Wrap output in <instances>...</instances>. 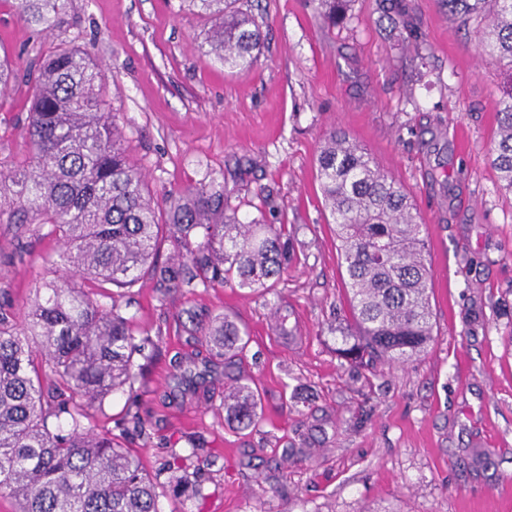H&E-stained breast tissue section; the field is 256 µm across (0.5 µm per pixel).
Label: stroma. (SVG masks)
Masks as SVG:
<instances>
[{"label":"stroma","mask_w":512,"mask_h":512,"mask_svg":"<svg viewBox=\"0 0 512 512\" xmlns=\"http://www.w3.org/2000/svg\"><path fill=\"white\" fill-rule=\"evenodd\" d=\"M354 0L327 28L308 0H259L264 44L230 74L202 49L204 20L181 0H69L44 35L0 0V45L23 58L62 42L106 71L105 99L155 200L192 183H225L230 206L285 225L294 260L275 288L162 294L142 279L117 295L157 337L135 389L147 417L124 443L160 483L170 454L206 478V497L161 492L160 512H500L512 502V196L487 158L506 74L478 55L475 33L442 0ZM30 92L0 98V165L28 152ZM344 129L409 190L426 226L433 343L403 363L350 368L327 325L349 311L345 270L317 180L321 135ZM57 243L0 223V302L24 316ZM295 335H280L275 311ZM228 315L249 332L242 373L262 420L236 431L231 385L201 324ZM128 393L106 397L91 425L116 431ZM305 452L284 455L310 425ZM201 451H192L189 436Z\"/></svg>","instance_id":"1"}]
</instances>
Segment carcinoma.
<instances>
[{
    "label": "carcinoma",
    "instance_id": "carcinoma-1",
    "mask_svg": "<svg viewBox=\"0 0 512 512\" xmlns=\"http://www.w3.org/2000/svg\"><path fill=\"white\" fill-rule=\"evenodd\" d=\"M238 0H188L210 24L204 45L230 71L256 64L262 32ZM448 18L476 23L486 61L508 68L512 83V0H442ZM351 0H312L328 26L348 20ZM68 0H17L21 17L51 30ZM32 89L26 126L28 157L0 172V220L35 224L38 236L63 244L51 278L21 320L0 306V494L19 512H157L158 483L136 453L110 432L84 423L88 410L116 391H133L144 365L134 354L153 344L120 308L94 298L85 283L134 287L142 274L162 292L222 288L266 290L292 262L288 237L263 217L243 220L224 204V184L201 181L171 193L156 209L146 176L126 154L122 129L103 96L102 65L85 49L60 44L49 56L18 65L0 52V89ZM499 188L512 195V89L500 103L489 147ZM325 209L348 277L352 328L341 354L404 361L433 340L431 269L424 225L407 190L367 150L332 129L317 157ZM174 257L155 259L159 237ZM224 376L243 354L247 332L218 316L204 332ZM256 391L235 378L224 410L239 430L260 423ZM176 453L164 469L181 473L169 485L176 498H205L200 472Z\"/></svg>",
    "mask_w": 512,
    "mask_h": 512
}]
</instances>
